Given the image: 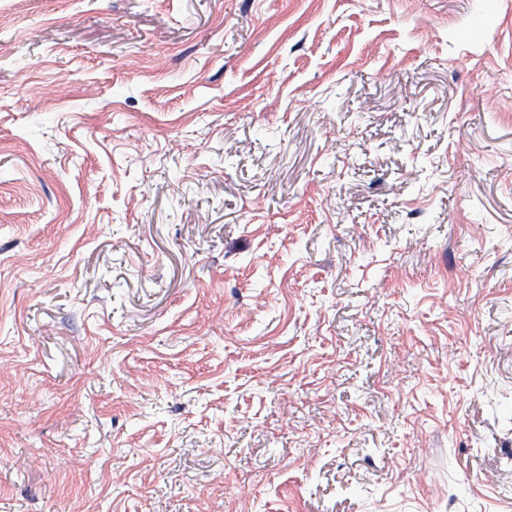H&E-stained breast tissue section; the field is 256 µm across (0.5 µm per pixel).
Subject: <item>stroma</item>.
<instances>
[{
	"mask_svg": "<svg viewBox=\"0 0 512 512\" xmlns=\"http://www.w3.org/2000/svg\"><path fill=\"white\" fill-rule=\"evenodd\" d=\"M490 72L512 0H0V512H512Z\"/></svg>",
	"mask_w": 512,
	"mask_h": 512,
	"instance_id": "1",
	"label": "stroma"
}]
</instances>
